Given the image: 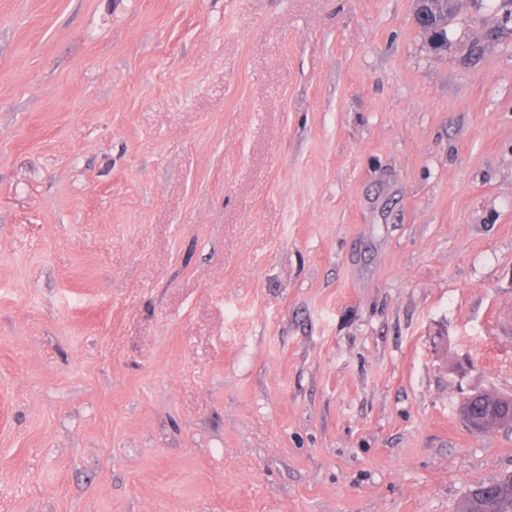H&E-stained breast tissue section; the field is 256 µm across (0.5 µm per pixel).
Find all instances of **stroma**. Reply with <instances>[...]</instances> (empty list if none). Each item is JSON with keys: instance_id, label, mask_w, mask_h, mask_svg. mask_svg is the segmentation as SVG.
Wrapping results in <instances>:
<instances>
[{"instance_id": "stroma-1", "label": "stroma", "mask_w": 512, "mask_h": 512, "mask_svg": "<svg viewBox=\"0 0 512 512\" xmlns=\"http://www.w3.org/2000/svg\"><path fill=\"white\" fill-rule=\"evenodd\" d=\"M0 0V512H457L512 471V21ZM460 413L461 416L468 414L472 419L482 421L483 432L494 428L511 427L512 396L476 393L463 401Z\"/></svg>"}]
</instances>
